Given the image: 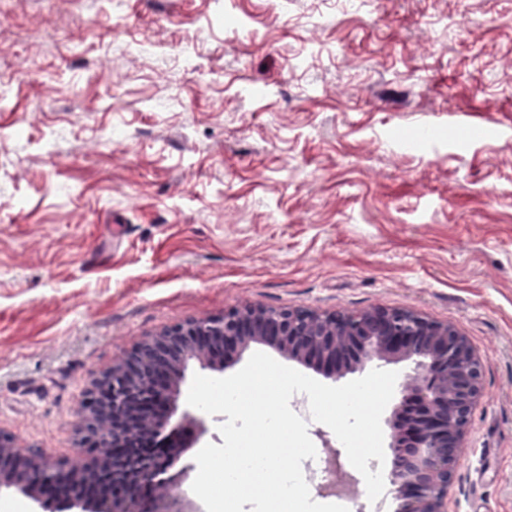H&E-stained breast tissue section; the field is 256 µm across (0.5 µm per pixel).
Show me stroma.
Segmentation results:
<instances>
[{"instance_id":"35a3bbf8","label":"stroma","mask_w":512,"mask_h":512,"mask_svg":"<svg viewBox=\"0 0 512 512\" xmlns=\"http://www.w3.org/2000/svg\"><path fill=\"white\" fill-rule=\"evenodd\" d=\"M0 86L19 446L85 459L84 391L176 325L403 308L482 364L448 512H512V0H0Z\"/></svg>"}]
</instances>
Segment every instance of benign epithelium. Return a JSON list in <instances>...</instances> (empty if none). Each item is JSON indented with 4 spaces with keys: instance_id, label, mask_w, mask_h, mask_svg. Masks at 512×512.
I'll list each match as a JSON object with an SVG mask.
<instances>
[{
    "instance_id": "7a95c632",
    "label": "benign epithelium",
    "mask_w": 512,
    "mask_h": 512,
    "mask_svg": "<svg viewBox=\"0 0 512 512\" xmlns=\"http://www.w3.org/2000/svg\"><path fill=\"white\" fill-rule=\"evenodd\" d=\"M264 344L315 360L331 373L361 371L388 356L412 361L411 413L389 421V481L407 490L402 512H448L461 439L481 395L482 367L453 327L406 309L352 315L247 305L188 321L140 341L85 392L78 424L90 456L54 461L22 449L0 429V488L81 512H196L181 491L189 449L176 446L165 409L188 362L213 364L228 349Z\"/></svg>"
}]
</instances>
